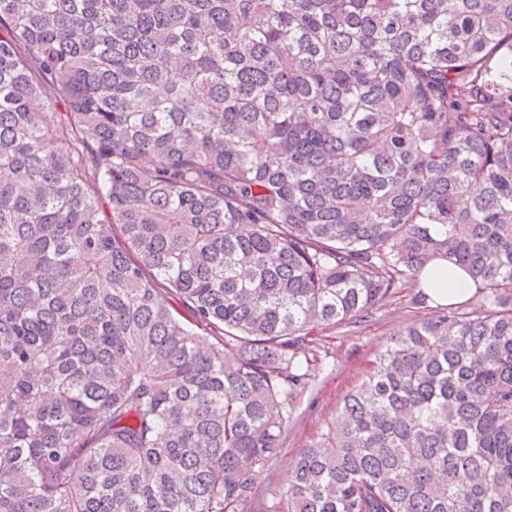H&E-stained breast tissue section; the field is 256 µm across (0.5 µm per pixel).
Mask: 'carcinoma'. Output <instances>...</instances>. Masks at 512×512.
Here are the masks:
<instances>
[{"instance_id": "carcinoma-1", "label": "carcinoma", "mask_w": 512, "mask_h": 512, "mask_svg": "<svg viewBox=\"0 0 512 512\" xmlns=\"http://www.w3.org/2000/svg\"><path fill=\"white\" fill-rule=\"evenodd\" d=\"M439 257L484 309L278 512H512V0H0V512H238L306 338Z\"/></svg>"}]
</instances>
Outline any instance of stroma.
Returning a JSON list of instances; mask_svg holds the SVG:
<instances>
[{
  "mask_svg": "<svg viewBox=\"0 0 512 512\" xmlns=\"http://www.w3.org/2000/svg\"><path fill=\"white\" fill-rule=\"evenodd\" d=\"M414 294L406 289L365 318L312 333L304 346L310 387L295 402L282 450L261 475L259 495L243 503L240 512H274L300 453L333 421L343 396L362 380L377 354L408 326L436 314V303H415Z\"/></svg>",
  "mask_w": 512,
  "mask_h": 512,
  "instance_id": "obj_1",
  "label": "stroma"
}]
</instances>
